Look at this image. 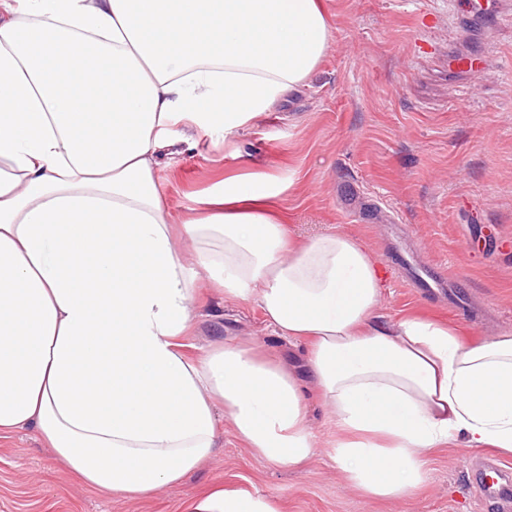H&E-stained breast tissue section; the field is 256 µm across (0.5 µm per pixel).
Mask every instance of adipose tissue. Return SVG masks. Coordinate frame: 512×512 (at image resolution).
Masks as SVG:
<instances>
[{
    "instance_id": "1",
    "label": "adipose tissue",
    "mask_w": 512,
    "mask_h": 512,
    "mask_svg": "<svg viewBox=\"0 0 512 512\" xmlns=\"http://www.w3.org/2000/svg\"><path fill=\"white\" fill-rule=\"evenodd\" d=\"M327 0H0V439L36 431L90 491L144 500L218 447L217 416L267 462L314 454L296 375L257 346L181 341L200 284L257 298L308 346L332 461L400 498L424 454L512 455V334L378 323L385 274L343 233L295 242L274 177L224 179L173 226L155 178L184 128L228 138L302 88ZM185 512H279L216 485Z\"/></svg>"
}]
</instances>
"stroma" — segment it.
I'll return each mask as SVG.
<instances>
[{"label": "stroma", "mask_w": 512, "mask_h": 512, "mask_svg": "<svg viewBox=\"0 0 512 512\" xmlns=\"http://www.w3.org/2000/svg\"><path fill=\"white\" fill-rule=\"evenodd\" d=\"M332 45L306 87L220 144L202 135L161 157L156 177L180 223L225 177H277L281 221L296 239L341 232L382 264V323L419 317L461 328L469 343L512 333V22L453 12L450 0H329ZM402 245L440 276L464 280L472 315L405 285ZM252 339L302 376L315 455L273 466L225 430L184 482L149 500L87 490L33 431L0 440V512H183L216 483L273 498L281 512H478L479 450L426 456L427 480L400 499L354 489L323 441L326 411L305 378L304 343L277 336L257 300L200 288L183 338L189 353Z\"/></svg>", "instance_id": "1"}]
</instances>
